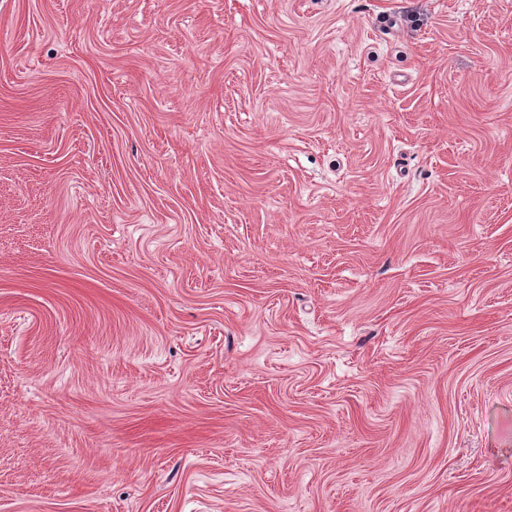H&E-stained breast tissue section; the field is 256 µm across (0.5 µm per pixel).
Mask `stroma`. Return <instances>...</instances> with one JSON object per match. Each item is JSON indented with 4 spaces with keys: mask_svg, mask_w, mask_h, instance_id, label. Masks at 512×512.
<instances>
[{
    "mask_svg": "<svg viewBox=\"0 0 512 512\" xmlns=\"http://www.w3.org/2000/svg\"><path fill=\"white\" fill-rule=\"evenodd\" d=\"M0 512H512V0H0Z\"/></svg>",
    "mask_w": 512,
    "mask_h": 512,
    "instance_id": "obj_1",
    "label": "stroma"
}]
</instances>
